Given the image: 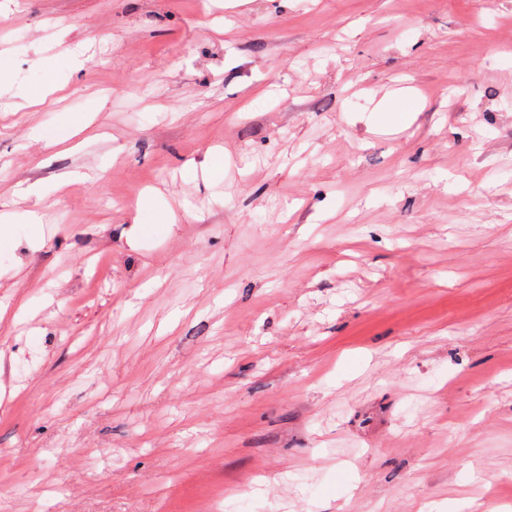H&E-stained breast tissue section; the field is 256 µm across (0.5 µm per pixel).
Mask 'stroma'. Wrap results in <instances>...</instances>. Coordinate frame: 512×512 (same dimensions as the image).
Here are the masks:
<instances>
[{
	"mask_svg": "<svg viewBox=\"0 0 512 512\" xmlns=\"http://www.w3.org/2000/svg\"><path fill=\"white\" fill-rule=\"evenodd\" d=\"M0 72V512H512V0H0Z\"/></svg>",
	"mask_w": 512,
	"mask_h": 512,
	"instance_id": "obj_1",
	"label": "stroma"
}]
</instances>
